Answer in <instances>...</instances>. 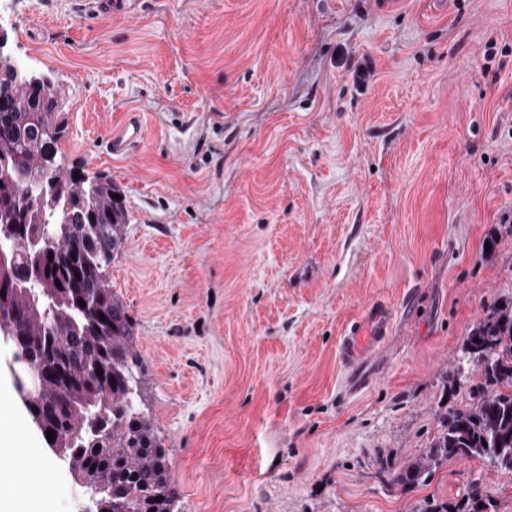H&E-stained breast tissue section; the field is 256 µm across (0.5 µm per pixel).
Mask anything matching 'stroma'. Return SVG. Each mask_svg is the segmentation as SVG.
I'll list each match as a JSON object with an SVG mask.
<instances>
[{"label":"stroma","mask_w":512,"mask_h":512,"mask_svg":"<svg viewBox=\"0 0 512 512\" xmlns=\"http://www.w3.org/2000/svg\"><path fill=\"white\" fill-rule=\"evenodd\" d=\"M0 33L70 103L63 169L122 193L106 275L180 512H423L475 482L512 512L482 460L395 482L470 402L448 380L470 327L512 302V0H0ZM130 111L143 141L108 154ZM377 301L392 333L359 385L340 339ZM15 365L1 342L30 510L88 512ZM38 379V376H33L32 380L25 379L19 375H16V387L17 391L21 397V399L24 401L25 405L28 407V409L32 412V415L44 437L47 444L52 447L53 445V439L52 442H48L47 439V429L45 428V424L42 420V417L40 415V409H41V403L37 399H33V388L37 385L36 380Z\"/></svg>","instance_id":"obj_1"}]
</instances>
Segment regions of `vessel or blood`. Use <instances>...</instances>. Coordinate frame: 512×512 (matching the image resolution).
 Wrapping results in <instances>:
<instances>
[{
    "label": "vessel or blood",
    "instance_id": "b4317fda",
    "mask_svg": "<svg viewBox=\"0 0 512 512\" xmlns=\"http://www.w3.org/2000/svg\"><path fill=\"white\" fill-rule=\"evenodd\" d=\"M141 129L137 122L129 121L114 129L110 139L112 152L127 153L140 142ZM392 311L383 303H375L354 321L344 334L340 358L348 367H356L366 355L384 343L391 334Z\"/></svg>",
    "mask_w": 512,
    "mask_h": 512
}]
</instances>
